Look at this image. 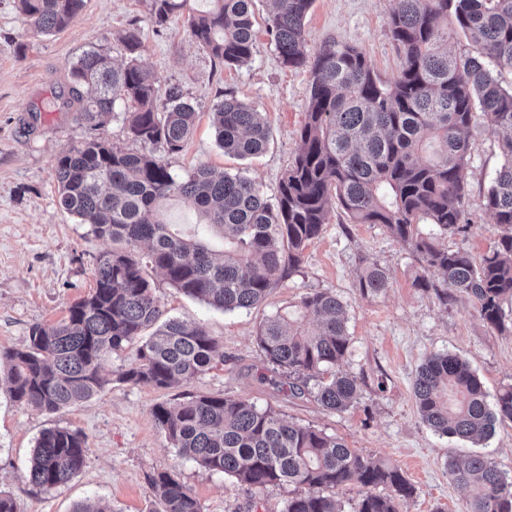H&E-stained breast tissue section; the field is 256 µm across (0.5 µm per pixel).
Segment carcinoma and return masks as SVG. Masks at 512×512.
I'll return each mask as SVG.
<instances>
[{"label":"carcinoma","instance_id":"1","mask_svg":"<svg viewBox=\"0 0 512 512\" xmlns=\"http://www.w3.org/2000/svg\"><path fill=\"white\" fill-rule=\"evenodd\" d=\"M17 2L42 34L68 27L84 4ZM188 2L148 0L149 12L160 26L184 18L190 37L227 67L251 61L253 0H212L205 11L187 8ZM269 2L266 32L282 65L310 73L300 146L271 200L242 173L217 175L199 166L177 175L156 155L158 147L169 156L183 149L196 109L179 87L161 89L139 64L134 28L122 37L126 64L88 50L46 102V111L79 112L94 127L122 103L128 132L143 150H116L91 138L57 155L60 207L111 240L112 251L98 259L92 293L63 319L33 327L19 348L0 350L14 401L53 413L90 399L106 384L104 356L131 345L136 357L119 374L124 383L169 389L209 370L224 360L220 342L201 326L163 318L149 271L215 309L255 308L298 266L337 206L351 223L381 224L421 256L424 274L416 287L428 289L437 278L446 286L436 291L441 302L459 293L488 325L505 327L502 303L512 298V78L503 70L512 72V0H395L388 28L401 67L391 82L346 42L308 49L304 21L312 0ZM459 33L475 52L448 51V40ZM479 119L499 135L501 156L483 204L508 231L477 264L466 251L439 246L418 225L433 224L444 236L467 230L469 130ZM212 125L218 146L240 159L261 154L271 136L262 113L235 96L213 105ZM172 197L205 218L193 234L161 218L162 201ZM386 284L385 272L373 265L358 288L372 297ZM309 317L317 322L314 330ZM257 342L288 379L289 396L308 394L336 412L357 401L358 379L336 371L351 343L347 306L336 294L302 295L293 309L263 322ZM413 393L421 420L440 436L480 442L496 424L512 422V386L488 403L480 379L456 355L428 357ZM153 416L171 444L209 472L255 489L299 488L285 512H345L336 491L352 481L361 490L350 512H398L397 502L415 493L398 468L245 400L186 393L157 406ZM87 452L81 432L48 428L36 440L27 479L40 489L63 485L83 469ZM448 476L469 492L462 512H512V482L489 456L452 459ZM149 484L156 512H203L175 475L153 474ZM378 487L389 493H376Z\"/></svg>","mask_w":512,"mask_h":512}]
</instances>
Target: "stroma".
Segmentation results:
<instances>
[{
	"label": "stroma",
	"mask_w": 512,
	"mask_h": 512,
	"mask_svg": "<svg viewBox=\"0 0 512 512\" xmlns=\"http://www.w3.org/2000/svg\"><path fill=\"white\" fill-rule=\"evenodd\" d=\"M392 7L393 0H313L304 26L307 44L312 49L329 40L356 45L381 79L394 80L400 57L388 31ZM133 27L142 40L141 61L160 87L178 85L197 107L192 137L168 158L173 172L206 165L233 173L243 167L270 197L296 155L309 73L284 67L265 29L257 31L252 62L229 68L192 41L182 19L157 26L145 0H84L71 25L51 35L34 32L16 0H0V349L22 345L32 327L58 321L91 293L97 260L112 247L60 207L56 156L94 136L124 151L140 148L128 135L121 111L96 130L76 112L48 113L32 133L24 131L23 122L63 84L70 65L85 51L97 48L122 60L120 38ZM229 92L262 112L272 128L267 151L246 165L224 154L211 127L214 102ZM470 140L465 199L470 226L442 243L478 258L503 232L483 206L501 159L497 136L483 123L472 126ZM372 263L385 269L388 283L377 296L365 298L358 276ZM423 272L419 256L384 226L350 223L336 208L296 269L258 308L223 312L153 274L154 293L166 316L204 326L221 342L223 363L174 390L136 386L118 379L135 358L129 347L105 357L104 390L52 414L13 401L8 370L1 367L0 490L14 498L18 512H73L89 499L105 502L112 512H149L148 477L169 471L199 499L203 512H284L294 486L251 489L205 471L156 427V405L191 393L247 400L398 467L415 488L400 512H461L466 493L450 482L447 463L472 445L426 427L413 379L429 355L449 353L465 359L488 396H496L512 385V327H490L463 296L441 303L434 290L416 287ZM314 290L336 293L348 306L352 341L338 368L359 379L360 397L341 413L324 410L308 396L289 397L279 386L281 374L256 341L265 318ZM52 427L86 435L87 463L67 484L39 489L28 482L27 467L36 439Z\"/></svg>",
	"instance_id": "35a3bbf8"
}]
</instances>
